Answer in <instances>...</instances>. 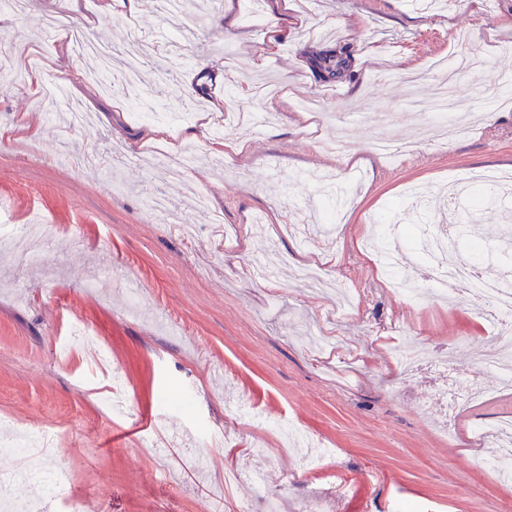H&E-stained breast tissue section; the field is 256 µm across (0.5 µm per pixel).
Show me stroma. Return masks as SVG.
<instances>
[{"mask_svg":"<svg viewBox=\"0 0 512 512\" xmlns=\"http://www.w3.org/2000/svg\"><path fill=\"white\" fill-rule=\"evenodd\" d=\"M23 0L0 22L1 224L45 222L50 247L26 265L0 249V418L18 435L54 433V467L70 476V503L96 512H512V481L477 461L478 436L512 413V383L481 364L487 303L412 272L401 294L364 247L385 229L404 237L443 180L512 172V101L494 83L512 73V0H451L439 12L415 0H288V36L253 61L274 22V0L246 23L244 0L191 9L194 39L154 0L105 15L101 0ZM93 41L139 52L140 81L163 103H186L188 121L148 138L120 90L105 91L66 34L48 37L49 14ZM346 52L347 68L319 71L318 56ZM471 52L489 63L461 74L454 111L438 114L434 58ZM67 86L88 118L56 122L27 87L29 63ZM264 84L290 103L268 124L240 127L256 100L215 112L228 89ZM444 122L447 142L428 126ZM410 143L403 156L376 141ZM245 141L237 154L220 141ZM194 147L198 161L173 178L152 152ZM82 164H74L75 156ZM170 203L161 217L148 195ZM323 263L316 286L296 275ZM94 349L67 343L71 322ZM438 360L477 373L487 395L447 428L431 373L401 374L389 357L405 338ZM245 401L261 422L232 415ZM335 449L332 466L307 469L289 430ZM122 443L113 444V435ZM155 437L165 456L144 447ZM263 468V486L224 488V472Z\"/></svg>","mask_w":512,"mask_h":512,"instance_id":"stroma-1","label":"stroma"}]
</instances>
